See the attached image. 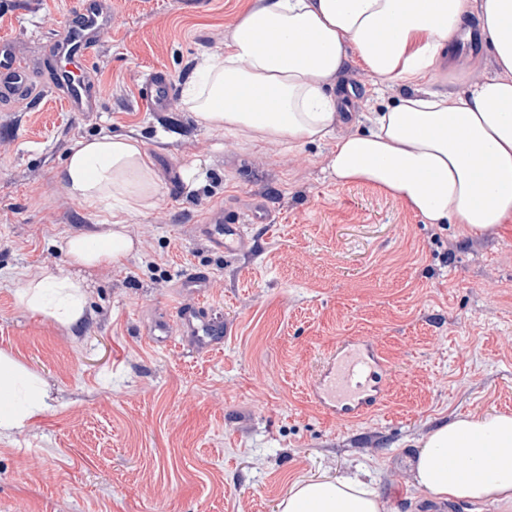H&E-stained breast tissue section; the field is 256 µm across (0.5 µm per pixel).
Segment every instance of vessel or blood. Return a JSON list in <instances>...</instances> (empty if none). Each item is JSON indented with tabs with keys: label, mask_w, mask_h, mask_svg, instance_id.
Instances as JSON below:
<instances>
[{
	"label": "vessel or blood",
	"mask_w": 512,
	"mask_h": 512,
	"mask_svg": "<svg viewBox=\"0 0 512 512\" xmlns=\"http://www.w3.org/2000/svg\"><path fill=\"white\" fill-rule=\"evenodd\" d=\"M111 28L112 13L104 0H79L66 35L54 42L53 51L63 65L55 74L50 92L60 98L66 111L82 115L98 111L99 94L86 64L102 34ZM174 91V84L165 72H153L146 79L145 95L155 112L168 111ZM35 96L31 73L19 55L15 41L0 39V103H16ZM269 221L266 200L257 197L240 212L213 211L205 224L200 225L199 232L216 249L237 254L249 244L247 225ZM207 285L206 273H183L176 284L180 299L176 318L155 320L150 327L151 335L168 337L177 331L200 345L213 342L217 330L211 318L197 305ZM385 370L383 358L370 342H345L327 363L313 389V397L329 413L346 418L359 417L382 401Z\"/></svg>",
	"instance_id": "vessel-or-blood-1"
}]
</instances>
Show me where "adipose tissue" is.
I'll use <instances>...</instances> for the list:
<instances>
[{
  "label": "adipose tissue",
  "mask_w": 512,
  "mask_h": 512,
  "mask_svg": "<svg viewBox=\"0 0 512 512\" xmlns=\"http://www.w3.org/2000/svg\"><path fill=\"white\" fill-rule=\"evenodd\" d=\"M470 0H265L245 12L222 48L207 54L184 102L207 129L248 132L252 141L301 144L331 134L341 100L326 86L354 47L383 85L413 92L370 113L365 131L337 138L330 175L402 201L428 223L471 235L512 221V0H481L480 21L499 74L470 81L453 98L418 92L454 38L467 37ZM250 99L241 108V99ZM58 180L81 206L108 211L100 234L61 244L71 265L121 262L133 249L127 215L159 192L142 142L104 135L77 142ZM26 309L65 327L86 306L72 274H28ZM48 394L24 366L0 353V435L48 408ZM417 490L443 501L512 507V414L467 415L435 428L414 459ZM278 512H380L375 493L351 479L300 481Z\"/></svg>",
  "instance_id": "ef3b65f1"
}]
</instances>
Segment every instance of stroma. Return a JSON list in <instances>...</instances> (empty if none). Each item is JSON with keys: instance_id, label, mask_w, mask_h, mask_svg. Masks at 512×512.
<instances>
[{"instance_id": "obj_1", "label": "stroma", "mask_w": 512, "mask_h": 512, "mask_svg": "<svg viewBox=\"0 0 512 512\" xmlns=\"http://www.w3.org/2000/svg\"><path fill=\"white\" fill-rule=\"evenodd\" d=\"M76 2L0 0V37L18 40L35 81L48 80L51 38ZM262 3L213 0L192 14L178 0H108L112 31L88 62L98 112L79 117L47 94L0 104V352L50 402L0 436V512H277L296 481L365 474L382 512H430L413 486L430 432L460 414L512 413V223L471 236L329 175L337 137L366 129L367 112L407 87L380 88L348 54L329 86L351 95L333 136L293 146L202 128L185 106L203 56ZM451 54L419 90L452 97L498 74L491 51ZM155 70L178 89L171 131L139 97ZM103 134L143 142L159 195L127 216L126 259L75 269L61 240L111 217L70 198L56 174L78 141ZM257 196L272 221L248 225L247 251L221 253L198 233L212 210ZM73 270L87 285L80 324L18 303L28 272ZM188 270L208 274L201 304L226 332L208 349L179 335L154 345L148 325L175 316ZM351 339L372 341L389 366L381 406L355 421L312 396Z\"/></svg>"}]
</instances>
